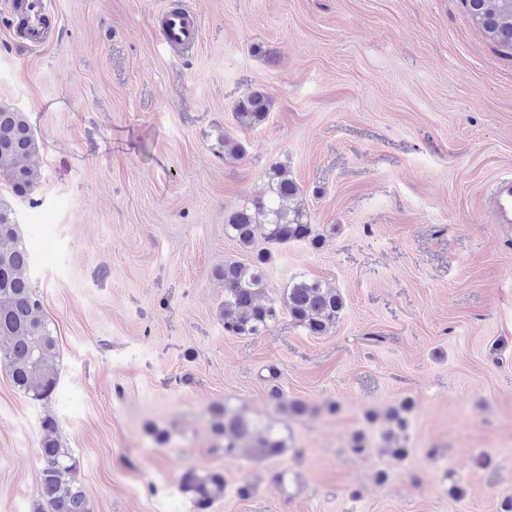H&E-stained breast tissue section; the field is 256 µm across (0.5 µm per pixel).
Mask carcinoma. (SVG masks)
Here are the masks:
<instances>
[{"instance_id":"carcinoma-1","label":"carcinoma","mask_w":512,"mask_h":512,"mask_svg":"<svg viewBox=\"0 0 512 512\" xmlns=\"http://www.w3.org/2000/svg\"><path fill=\"white\" fill-rule=\"evenodd\" d=\"M464 3L471 18L494 44L512 50V0ZM271 109L272 100L267 94L254 90L236 102L234 115L240 126L254 128L266 121ZM221 145L224 156L232 159H242L247 153L243 142L227 135ZM37 150L28 114L0 104V182H5L15 198H31L38 183V172L30 164ZM224 223L228 236L252 255L247 264L224 262L218 273L224 281V333L259 336L284 314L311 336H322L336 325L345 308L344 298L318 279L292 281L280 300L267 297V266L272 262V253L258 247V239L269 245L292 241L305 242L314 249L321 245L320 234L308 221L301 189L286 177L282 167L270 169L263 190L226 215ZM29 265L30 252L16 211L0 197V367L8 372L19 392L32 400L46 401L60 381L54 360L57 337L29 280ZM409 408L410 403L403 402L388 416L393 428L385 435L386 452L397 459L409 454L399 437L407 426L402 413ZM216 427L224 436L227 453L245 451L271 459L285 449L283 440L270 428L252 445L242 446V440L252 437L254 426L238 415H224ZM41 430L36 512H92L78 476L79 460L61 442L55 416L46 414ZM183 490L192 493L196 512H208L214 499L224 491V476L211 473L199 478L188 472L184 475Z\"/></svg>"}]
</instances>
